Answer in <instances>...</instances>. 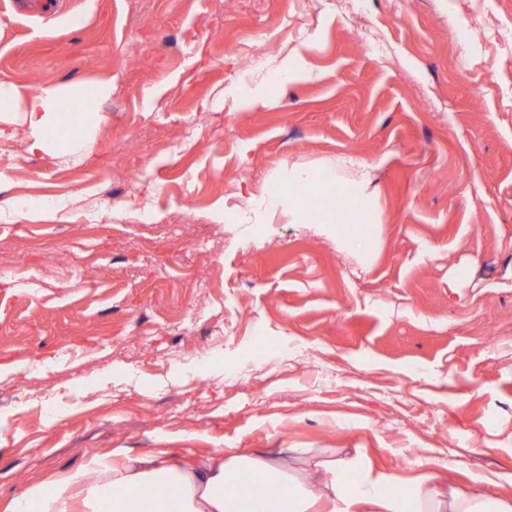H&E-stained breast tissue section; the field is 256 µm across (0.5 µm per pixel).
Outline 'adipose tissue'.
Segmentation results:
<instances>
[{
  "instance_id": "ef3b65f1",
  "label": "adipose tissue",
  "mask_w": 512,
  "mask_h": 512,
  "mask_svg": "<svg viewBox=\"0 0 512 512\" xmlns=\"http://www.w3.org/2000/svg\"><path fill=\"white\" fill-rule=\"evenodd\" d=\"M111 93L108 81L66 89L46 84L25 91L0 80V144L20 136L29 154L65 157L79 141L58 133L61 101L70 97L81 102L78 123L83 135L90 136L99 126L101 104ZM344 164L353 177L344 207H336L331 196L321 206H308L296 194L297 186L315 176L329 186L338 185L339 179L332 169L298 168L287 181L274 178L261 188L263 209L287 210L294 224L337 225L353 246L369 247L370 239L358 226L361 216L377 206L368 190V166L351 158ZM245 471L277 487V495L255 498L240 480ZM352 471L359 472L357 481H347ZM160 484L177 500L179 512H512L490 488L458 487L438 468L401 492L393 476L363 468L360 456H308L296 448L277 455L259 448H216L197 458L176 448L139 455L116 448L111 459H91L84 469L15 497L8 512H101L106 501L112 512H164L152 496Z\"/></svg>"
}]
</instances>
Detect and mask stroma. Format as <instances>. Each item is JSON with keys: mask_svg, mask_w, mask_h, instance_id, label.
Here are the masks:
<instances>
[{"mask_svg": "<svg viewBox=\"0 0 512 512\" xmlns=\"http://www.w3.org/2000/svg\"><path fill=\"white\" fill-rule=\"evenodd\" d=\"M485 7L512 27V0L0 4V78L112 81L76 152L0 155V512L115 448H357L403 488L463 461L512 505V50L465 36ZM255 53L310 76L233 108ZM349 157L371 252L249 199ZM42 195L65 209L12 208Z\"/></svg>", "mask_w": 512, "mask_h": 512, "instance_id": "1", "label": "stroma"}]
</instances>
